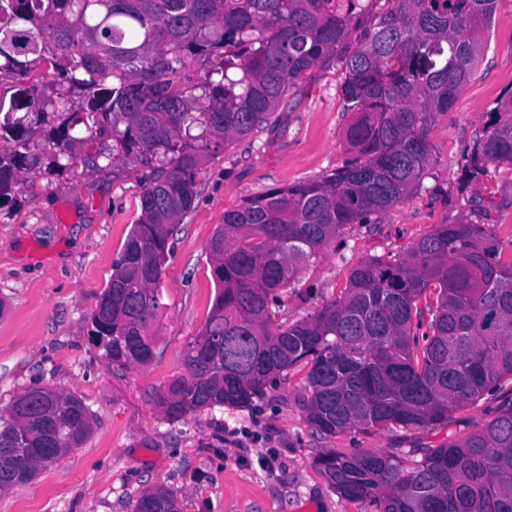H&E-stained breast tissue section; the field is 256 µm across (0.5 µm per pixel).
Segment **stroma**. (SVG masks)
<instances>
[{
    "label": "stroma",
    "mask_w": 512,
    "mask_h": 512,
    "mask_svg": "<svg viewBox=\"0 0 512 512\" xmlns=\"http://www.w3.org/2000/svg\"><path fill=\"white\" fill-rule=\"evenodd\" d=\"M343 79L328 56L288 92L275 123L228 143L204 165L194 204L168 241L146 365L113 368L89 330L156 164L113 149L106 130L77 144L74 163L59 169L44 134L32 137L17 200L0 208V411L21 391L58 387L83 401L92 431L81 447L0 495V512H132L156 485L177 498L180 512H366L329 487L314 464L318 455L406 454L464 439L492 419L483 399L454 411L445 427L321 434L306 420L302 366L247 407L217 406L173 423L157 405L158 393L184 374L183 352L212 308L208 245L225 212L349 159ZM511 95L512 0H499L472 77L428 134L430 165L417 190L347 225L300 264L275 323L313 316L343 297L361 261L402 258L438 225L488 224L511 240L512 164H487L475 154L490 112ZM271 451L272 468L262 467Z\"/></svg>",
    "instance_id": "stroma-1"
}]
</instances>
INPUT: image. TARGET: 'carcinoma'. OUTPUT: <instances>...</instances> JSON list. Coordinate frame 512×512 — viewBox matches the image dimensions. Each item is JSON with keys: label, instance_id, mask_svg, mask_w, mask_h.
<instances>
[{"label": "carcinoma", "instance_id": "obj_1", "mask_svg": "<svg viewBox=\"0 0 512 512\" xmlns=\"http://www.w3.org/2000/svg\"><path fill=\"white\" fill-rule=\"evenodd\" d=\"M497 3L384 0L375 11L373 0H0V141L13 144L0 151V207L16 200L29 141L48 116L49 102L15 76L44 65L82 101L49 131L55 167L108 125L117 149L158 163L104 290L112 310L91 316L113 366L147 364L171 226L192 208L211 146L263 128L301 76L336 53L353 158L224 213L209 243L215 301L183 352L186 374L158 407L171 422L246 407L300 364L306 419L326 435L446 426L454 409L488 396L495 416L463 440L403 457L333 451L315 466L372 512H512V240L488 224H441L404 259L361 261L345 295L311 318L277 325L271 312L300 262L346 225L411 196L429 163L428 133L471 78ZM189 56L221 57L200 97L171 78ZM476 151L487 164L512 163V96ZM428 294L435 302L420 304ZM24 396L0 415L1 495L92 430L73 394L55 388L30 413L18 409ZM43 420L58 437L39 456ZM154 507L180 512L163 487L142 493L133 512Z\"/></svg>", "mask_w": 512, "mask_h": 512}]
</instances>
